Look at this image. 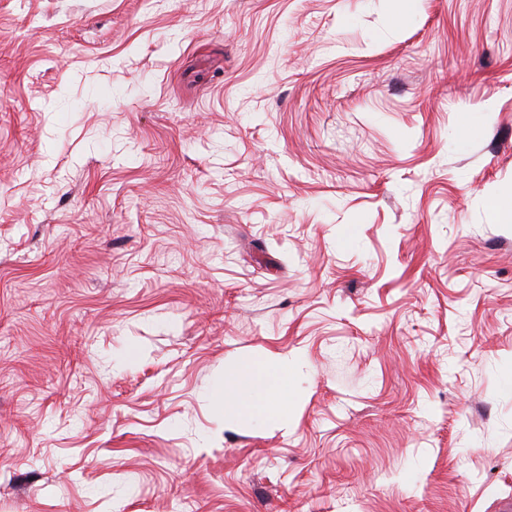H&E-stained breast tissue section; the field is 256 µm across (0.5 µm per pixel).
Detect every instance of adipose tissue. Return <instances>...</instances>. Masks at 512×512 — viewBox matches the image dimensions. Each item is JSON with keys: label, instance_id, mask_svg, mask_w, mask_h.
Here are the masks:
<instances>
[{"label": "adipose tissue", "instance_id": "1", "mask_svg": "<svg viewBox=\"0 0 512 512\" xmlns=\"http://www.w3.org/2000/svg\"><path fill=\"white\" fill-rule=\"evenodd\" d=\"M288 358L261 361L248 365L241 372L228 371L216 387L218 399H225L228 386H236L237 403L247 416L271 419L282 415V397L288 389L290 375Z\"/></svg>", "mask_w": 512, "mask_h": 512}]
</instances>
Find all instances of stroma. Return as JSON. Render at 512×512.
I'll use <instances>...</instances> for the list:
<instances>
[{
  "instance_id": "1",
  "label": "stroma",
  "mask_w": 512,
  "mask_h": 512,
  "mask_svg": "<svg viewBox=\"0 0 512 512\" xmlns=\"http://www.w3.org/2000/svg\"><path fill=\"white\" fill-rule=\"evenodd\" d=\"M400 7L0 0V512L512 502V0ZM290 361L280 358L276 361L254 362L241 372L226 371L224 380L216 386L217 398L225 402L229 385H235L241 399L237 402L250 418H280L282 396L288 390Z\"/></svg>"
}]
</instances>
